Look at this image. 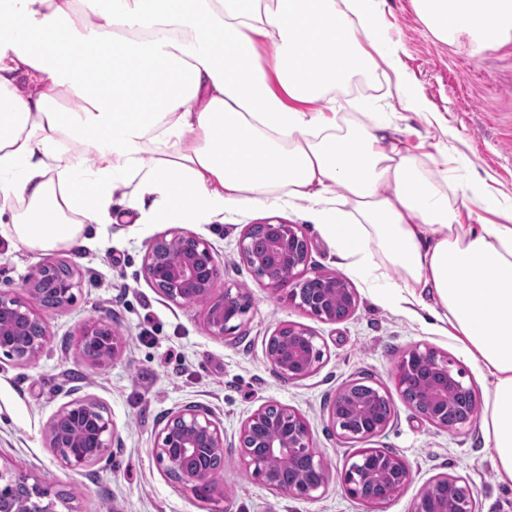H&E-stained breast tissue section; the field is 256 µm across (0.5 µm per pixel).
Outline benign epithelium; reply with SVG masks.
<instances>
[{
	"instance_id": "7a95c632",
	"label": "benign epithelium",
	"mask_w": 512,
	"mask_h": 512,
	"mask_svg": "<svg viewBox=\"0 0 512 512\" xmlns=\"http://www.w3.org/2000/svg\"><path fill=\"white\" fill-rule=\"evenodd\" d=\"M266 239V252L256 259V235ZM240 254L253 276L277 291L307 315L335 322L336 294L343 295L346 312L354 310L357 297L349 281L339 273L307 269L309 246L294 224L267 222L249 226L239 241ZM180 261H172L173 254ZM143 271L164 298L178 305H195L204 299V321L213 336H224L227 324L248 310V296L240 288H226L214 295V285L223 276L207 241L180 231L162 236L148 246ZM71 268L55 262L38 264L28 276L29 300L0 291V351L20 365L32 364L49 339L47 324L39 309L62 307L73 298ZM319 282L318 288H306ZM319 336L303 324L278 326L265 343V357L284 380L309 377L323 360ZM80 355L91 365H101L97 353L116 359L123 337L104 317L87 320L78 330ZM456 361L427 344L408 349L395 371L396 386L407 403L428 423L448 427V389L472 396ZM381 386L360 380L343 385L327 408V418L338 439L349 445L364 444L382 433L393 418V410L372 412L374 403L389 401ZM117 439L112 419L100 403L75 397L62 404L45 426V441L61 463L72 470L101 460ZM238 465L260 477L265 486L284 496L314 499L330 479L329 467L314 448L305 417L296 409L271 402L255 410L242 424ZM153 454L165 476L194 495L220 503L224 486L212 481V458H224V426L215 414L199 403H189L168 413L156 434ZM292 461L289 471L282 459ZM411 480L407 461L379 448H364L344 472L347 492L372 505H382L404 490ZM72 500L54 493L33 473L0 466V512H59L57 502ZM474 490L465 481L446 474L433 478L417 494L413 512H473Z\"/></svg>"
}]
</instances>
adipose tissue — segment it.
Returning <instances> with one entry per match:
<instances>
[{"label": "adipose tissue", "mask_w": 512, "mask_h": 512, "mask_svg": "<svg viewBox=\"0 0 512 512\" xmlns=\"http://www.w3.org/2000/svg\"><path fill=\"white\" fill-rule=\"evenodd\" d=\"M412 2L440 42L512 41V0ZM379 3L0 0V234L75 248L124 192L142 224L312 202L347 267L387 300L434 290L462 354L493 378L484 443L512 483V225L462 223L441 179L386 146L380 125L317 107L361 74L408 89ZM149 141L162 150L146 166ZM336 183L348 209L328 196Z\"/></svg>", "instance_id": "adipose-tissue-1"}]
</instances>
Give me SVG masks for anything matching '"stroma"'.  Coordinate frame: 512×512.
Listing matches in <instances>:
<instances>
[{
    "label": "stroma",
    "mask_w": 512,
    "mask_h": 512,
    "mask_svg": "<svg viewBox=\"0 0 512 512\" xmlns=\"http://www.w3.org/2000/svg\"><path fill=\"white\" fill-rule=\"evenodd\" d=\"M382 10L386 35L399 48V65L413 79L421 106H410L381 79L356 80L354 87L329 91V98L351 121L385 125L387 144L433 174L449 172L462 185L479 180L488 198L512 199V42L480 51L464 35L448 46L426 31L412 0H384ZM307 207L304 201L285 209L242 206L223 219L189 225L223 268L216 291L232 287L249 295L241 327L221 337L207 331L202 307L168 301L144 276L150 242L173 232V225L139 224L135 213L118 207L110 224L70 250L31 251L0 236V291L24 295L27 275L45 261L68 263L75 273L73 301L43 314L50 338L38 359L19 366L0 354V463L33 471L52 491L73 494L77 512H215L219 505L165 477L152 454L168 412L201 403L224 426L227 512H376L343 485L345 465L358 449L341 443L327 418L337 390L360 378L388 390L394 413L372 447L403 456L412 471L408 487L377 512H411L419 490L441 474L473 487L475 512H512V484L498 479L481 421L434 427L402 400L393 379L405 351L418 343L457 360L477 397L490 387L487 373L462 355L448 324L419 307L386 301L345 267ZM269 220L298 226L310 244L309 269L349 280L357 305L348 317L321 322L254 278L239 241L249 225ZM100 316L111 319L125 347L112 363L95 368L77 354L75 336L83 322ZM282 323L308 325L325 342L322 363L304 380L281 379L265 358L266 338ZM78 396L107 408L118 439L104 458L75 471L57 461L43 431L57 408ZM269 401L306 417L314 446L327 460L331 478L315 499L277 495L235 462L242 423Z\"/></svg>",
    "instance_id": "stroma-1"
}]
</instances>
